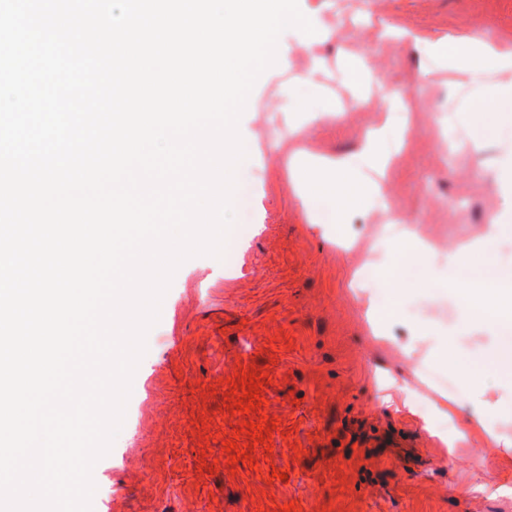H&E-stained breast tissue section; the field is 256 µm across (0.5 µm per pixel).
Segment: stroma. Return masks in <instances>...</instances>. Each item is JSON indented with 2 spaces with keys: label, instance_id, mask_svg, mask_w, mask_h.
Instances as JSON below:
<instances>
[{
  "label": "stroma",
  "instance_id": "obj_1",
  "mask_svg": "<svg viewBox=\"0 0 512 512\" xmlns=\"http://www.w3.org/2000/svg\"><path fill=\"white\" fill-rule=\"evenodd\" d=\"M304 14H339L341 28L319 48L325 88L341 119L309 128L314 154H352L395 95L410 96L412 131L387 177L397 211L448 254L474 246L466 264L503 263L512 235L487 240L490 216L512 214L496 182L512 155V99H484L450 85L448 61L427 43L491 34L512 44V0H299ZM406 30L385 38L382 26ZM288 66L257 80L240 119L251 180L250 224L232 230L223 259L198 256L176 271L147 335L122 429L93 469V512H108L103 489L122 487L121 512H512V390L494 372L462 387L439 361L450 337L465 357L504 345L486 324L463 326L457 278L422 289L398 275L401 316L373 336L366 313L381 303L377 276L393 239L369 205L336 213L313 195L291 194L288 130L300 115L276 95L283 80L297 103L314 94L309 58L283 33ZM463 201L457 211L453 201ZM376 276L362 277L365 266ZM261 375V406L235 408L243 375ZM407 385L422 422L383 404L385 381ZM448 418L433 416L437 401ZM494 431L459 441L470 418ZM271 422L254 442L249 423ZM447 434L442 446L439 434ZM246 456L233 460L227 443Z\"/></svg>",
  "mask_w": 512,
  "mask_h": 512
}]
</instances>
